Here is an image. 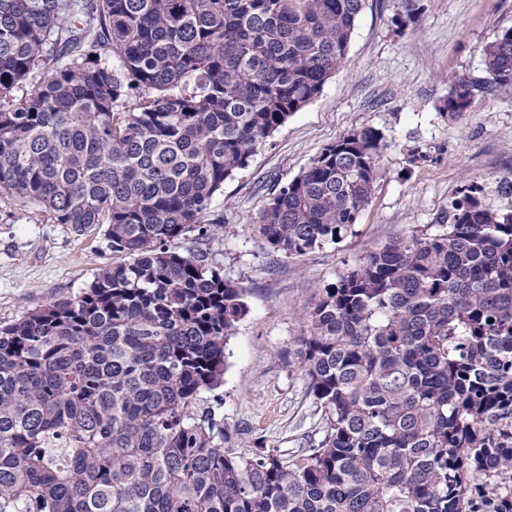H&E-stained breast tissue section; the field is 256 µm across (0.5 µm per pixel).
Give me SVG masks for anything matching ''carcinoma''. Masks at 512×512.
Returning <instances> with one entry per match:
<instances>
[{"instance_id":"cac0c4a2","label":"carcinoma","mask_w":512,"mask_h":512,"mask_svg":"<svg viewBox=\"0 0 512 512\" xmlns=\"http://www.w3.org/2000/svg\"><path fill=\"white\" fill-rule=\"evenodd\" d=\"M366 0H0V193L129 260L0 326V512H512V181L472 184L432 233L371 248L319 289L296 355L324 435L285 459L221 447L244 289L205 250L224 182L343 67ZM441 110L512 89V29ZM118 59L113 67L110 58ZM31 94L13 91L34 72ZM136 107L126 109L130 97ZM388 143L328 144L257 229L339 243Z\"/></svg>"}]
</instances>
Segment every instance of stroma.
<instances>
[{
    "instance_id": "obj_1",
    "label": "stroma",
    "mask_w": 512,
    "mask_h": 512,
    "mask_svg": "<svg viewBox=\"0 0 512 512\" xmlns=\"http://www.w3.org/2000/svg\"><path fill=\"white\" fill-rule=\"evenodd\" d=\"M512 28V0H366L344 66L224 183L214 199L219 235L181 239L207 249L245 288L247 315L226 347L222 384L198 405L223 420L235 453L288 455L323 436L324 420L291 353L314 289L359 265L395 237L448 221L459 190L487 173L512 178V90L477 94L458 120L439 107L452 79L483 78L481 46ZM373 126L389 147L369 205L337 245L295 258L272 251L256 229L274 187L293 180L351 129ZM103 229L78 235L38 207L0 193V323L80 294L118 263Z\"/></svg>"
}]
</instances>
